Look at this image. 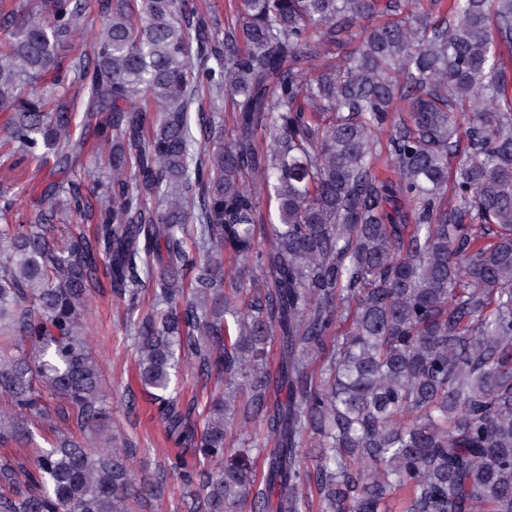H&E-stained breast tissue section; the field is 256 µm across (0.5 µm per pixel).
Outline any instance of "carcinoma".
<instances>
[{"mask_svg": "<svg viewBox=\"0 0 512 512\" xmlns=\"http://www.w3.org/2000/svg\"><path fill=\"white\" fill-rule=\"evenodd\" d=\"M6 2L0 168L53 156L80 176L40 196L38 223L0 225V337L33 348L0 355L17 409L0 444L51 420L45 389L100 447L64 438L31 469L0 457V512H134L152 495L137 449L112 446L83 334L100 255L169 441L209 462L170 461L186 512H308L313 494L319 512H382L393 491L404 512H512V0H456L449 20L421 0H240L222 30L190 0H96L89 47L68 55L87 0ZM204 91L232 99V138ZM90 127L105 185L81 164ZM260 191L277 203L264 245ZM60 195L92 236L50 239ZM226 252L266 280L224 289ZM183 360L224 383L202 409L172 387ZM254 419L260 482L253 449L227 447Z\"/></svg>", "mask_w": 512, "mask_h": 512, "instance_id": "1", "label": "carcinoma"}]
</instances>
